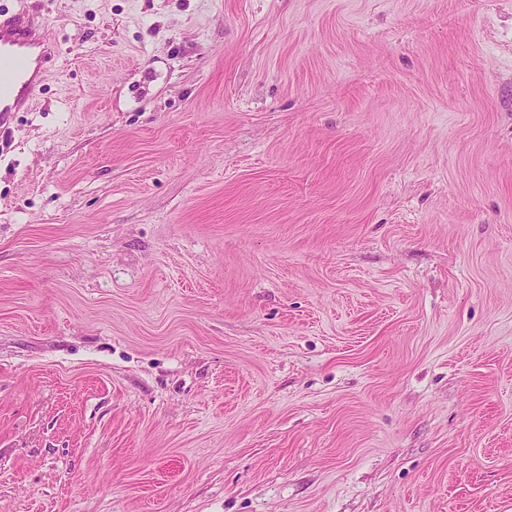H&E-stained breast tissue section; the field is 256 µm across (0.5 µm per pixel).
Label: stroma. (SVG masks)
<instances>
[{
  "mask_svg": "<svg viewBox=\"0 0 512 512\" xmlns=\"http://www.w3.org/2000/svg\"><path fill=\"white\" fill-rule=\"evenodd\" d=\"M0 7V512H512V0ZM55 53L49 34L34 17L0 10L1 129L12 112L33 105Z\"/></svg>",
  "mask_w": 512,
  "mask_h": 512,
  "instance_id": "1",
  "label": "stroma"
}]
</instances>
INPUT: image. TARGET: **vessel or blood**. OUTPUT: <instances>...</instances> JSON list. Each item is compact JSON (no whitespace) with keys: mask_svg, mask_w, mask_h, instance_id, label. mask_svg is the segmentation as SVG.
<instances>
[{"mask_svg":"<svg viewBox=\"0 0 512 512\" xmlns=\"http://www.w3.org/2000/svg\"><path fill=\"white\" fill-rule=\"evenodd\" d=\"M55 58V46L34 17L0 10V127L11 113L28 110Z\"/></svg>","mask_w":512,"mask_h":512,"instance_id":"vessel-or-blood-1","label":"vessel or blood"}]
</instances>
